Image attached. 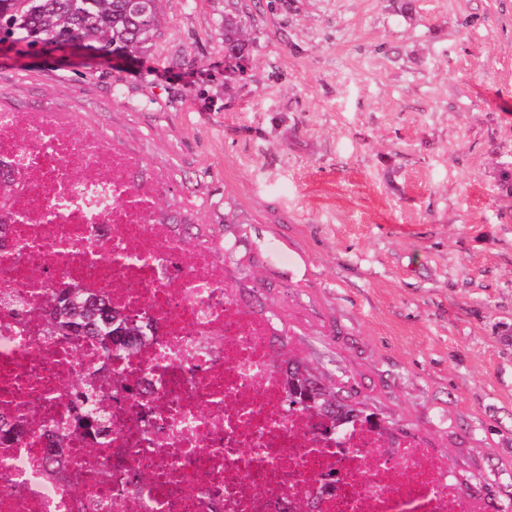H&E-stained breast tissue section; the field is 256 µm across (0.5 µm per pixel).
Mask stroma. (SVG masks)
<instances>
[{"label":"stroma","mask_w":512,"mask_h":512,"mask_svg":"<svg viewBox=\"0 0 512 512\" xmlns=\"http://www.w3.org/2000/svg\"><path fill=\"white\" fill-rule=\"evenodd\" d=\"M142 53L0 44V102L70 113L163 174L154 217L217 250L349 403L512 507V0H160ZM242 18L241 53L224 16Z\"/></svg>","instance_id":"1"}]
</instances>
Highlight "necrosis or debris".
<instances>
[{"instance_id": "necrosis-or-debris-1", "label": "necrosis or debris", "mask_w": 512, "mask_h": 512, "mask_svg": "<svg viewBox=\"0 0 512 512\" xmlns=\"http://www.w3.org/2000/svg\"><path fill=\"white\" fill-rule=\"evenodd\" d=\"M71 123L0 106V512H478L416 439L402 469L379 427L333 436L288 413L270 324L235 300L211 248L154 221L143 156L92 124L72 137ZM58 282L149 334L125 360L45 335ZM73 382L108 398V416L67 396Z\"/></svg>"}]
</instances>
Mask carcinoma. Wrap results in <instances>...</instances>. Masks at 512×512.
I'll list each match as a JSON object with an SVG mask.
<instances>
[{
  "label": "carcinoma",
  "instance_id": "obj_1",
  "mask_svg": "<svg viewBox=\"0 0 512 512\" xmlns=\"http://www.w3.org/2000/svg\"><path fill=\"white\" fill-rule=\"evenodd\" d=\"M157 0H0V32L5 39L29 48L54 45L77 46L106 56L134 53L157 36L160 21ZM247 28L232 15L224 18V42L228 49L239 46ZM43 330L49 336H89L107 354L132 353L130 344L143 335L139 323L128 321L112 309L107 298L82 292L58 282L42 309ZM327 400L314 405L299 404L288 410L321 417L326 430L356 421L370 422L373 415L360 416L324 388Z\"/></svg>",
  "mask_w": 512,
  "mask_h": 512
}]
</instances>
